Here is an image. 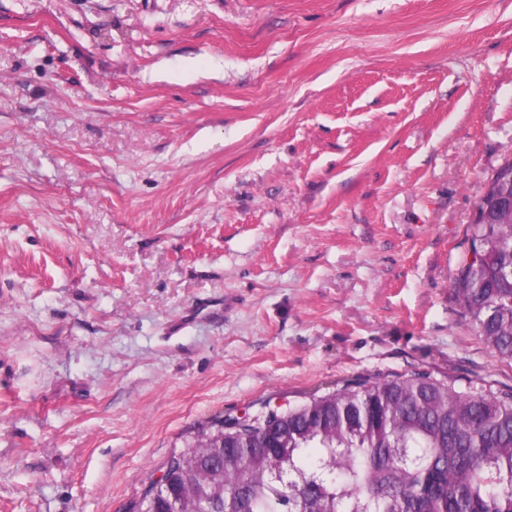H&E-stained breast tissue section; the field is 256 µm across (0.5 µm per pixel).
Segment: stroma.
<instances>
[{"label":"stroma","instance_id":"1","mask_svg":"<svg viewBox=\"0 0 512 512\" xmlns=\"http://www.w3.org/2000/svg\"><path fill=\"white\" fill-rule=\"evenodd\" d=\"M512 161V0H0V512H128L217 417L424 371Z\"/></svg>","mask_w":512,"mask_h":512}]
</instances>
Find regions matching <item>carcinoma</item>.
Masks as SVG:
<instances>
[{
    "label": "carcinoma",
    "instance_id": "obj_1",
    "mask_svg": "<svg viewBox=\"0 0 512 512\" xmlns=\"http://www.w3.org/2000/svg\"><path fill=\"white\" fill-rule=\"evenodd\" d=\"M512 162L478 204L456 300L512 361ZM129 512H512V393L425 373L214 423Z\"/></svg>",
    "mask_w": 512,
    "mask_h": 512
}]
</instances>
